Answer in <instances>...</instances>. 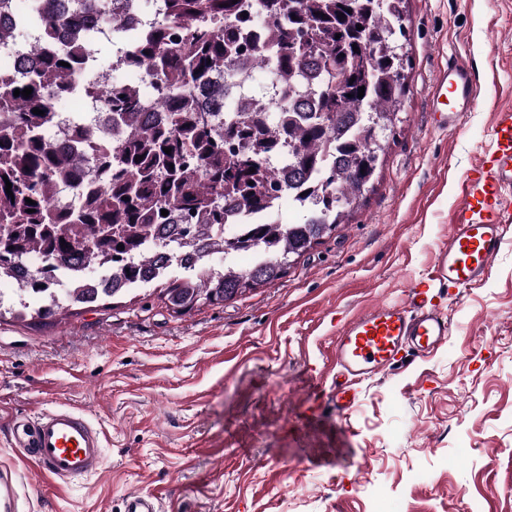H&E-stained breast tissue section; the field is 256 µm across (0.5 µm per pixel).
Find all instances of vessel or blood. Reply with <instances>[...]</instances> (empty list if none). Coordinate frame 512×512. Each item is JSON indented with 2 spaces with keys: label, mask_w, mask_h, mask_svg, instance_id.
Returning <instances> with one entry per match:
<instances>
[{
  "label": "vessel or blood",
  "mask_w": 512,
  "mask_h": 512,
  "mask_svg": "<svg viewBox=\"0 0 512 512\" xmlns=\"http://www.w3.org/2000/svg\"><path fill=\"white\" fill-rule=\"evenodd\" d=\"M433 101L451 99L443 129L460 125L478 97L472 67L449 61L433 84ZM512 233V109L499 110L492 146L464 175L453 212L452 232L433 266L432 278L455 288L485 280ZM448 313L427 288H409L402 300L362 309L344 321L333 348L337 367L332 400L338 412L355 404L362 377L393 371L398 365L435 355L448 341ZM11 443L40 478L71 479L99 470L100 431L83 413L68 406L16 418ZM16 472L0 468V512H18ZM124 512H159L155 494L136 491L124 499Z\"/></svg>",
  "instance_id": "obj_1"
}]
</instances>
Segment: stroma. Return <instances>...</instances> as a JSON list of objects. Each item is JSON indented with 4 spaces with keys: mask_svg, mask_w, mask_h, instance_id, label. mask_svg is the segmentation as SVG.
<instances>
[{
    "mask_svg": "<svg viewBox=\"0 0 512 512\" xmlns=\"http://www.w3.org/2000/svg\"><path fill=\"white\" fill-rule=\"evenodd\" d=\"M403 26L408 93L374 186L279 281L184 314L158 282L46 327L0 321V464L21 512H123L133 490L162 512H374L377 486L386 512H512V234L480 284L431 278L459 183L512 104V0H409ZM452 56L483 97L443 131L430 93ZM418 282L447 307V346L358 383L349 412L325 407L340 318ZM60 405L101 429V467L37 481L9 423Z\"/></svg>",
    "mask_w": 512,
    "mask_h": 512,
    "instance_id": "obj_1",
    "label": "stroma"
}]
</instances>
